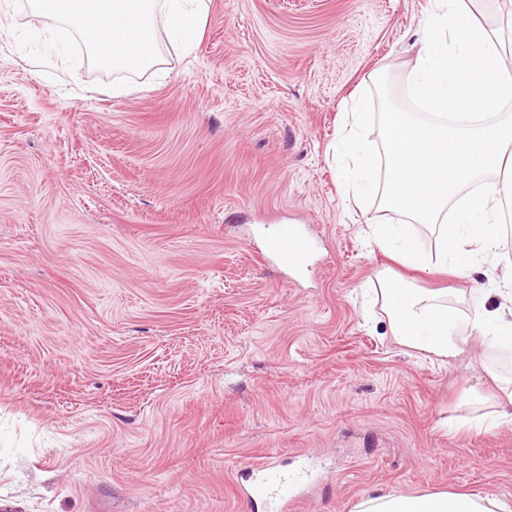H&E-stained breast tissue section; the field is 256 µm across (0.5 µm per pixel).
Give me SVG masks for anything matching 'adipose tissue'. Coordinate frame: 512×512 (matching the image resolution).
Listing matches in <instances>:
<instances>
[{"instance_id": "adipose-tissue-1", "label": "adipose tissue", "mask_w": 512, "mask_h": 512, "mask_svg": "<svg viewBox=\"0 0 512 512\" xmlns=\"http://www.w3.org/2000/svg\"><path fill=\"white\" fill-rule=\"evenodd\" d=\"M374 293L390 335L402 346L448 360L476 341L512 349V319L499 311L484 308L466 317L449 307L447 290L400 288L385 275L377 277ZM358 512H512V507L491 497L442 491L369 497Z\"/></svg>"}]
</instances>
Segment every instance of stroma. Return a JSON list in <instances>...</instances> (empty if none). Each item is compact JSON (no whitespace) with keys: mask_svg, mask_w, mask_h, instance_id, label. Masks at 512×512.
Here are the masks:
<instances>
[{"mask_svg":"<svg viewBox=\"0 0 512 512\" xmlns=\"http://www.w3.org/2000/svg\"><path fill=\"white\" fill-rule=\"evenodd\" d=\"M428 0H211L198 43L147 71L49 76L0 11V507L252 512L237 471L301 474L289 512L436 491L512 503V422L473 345H399L378 272L496 307L512 236L480 272L370 251L379 202L346 200L334 144L380 74L406 103ZM122 84L118 98L97 94ZM282 224L315 243L296 273ZM492 378L498 379L504 383L500 388V394L495 398L496 409L488 415H483L474 419V422H469L468 427L489 431L493 429L500 421L512 420V378L500 379L489 368L485 370Z\"/></svg>","mask_w":512,"mask_h":512,"instance_id":"35a3bbf8","label":"stroma"}]
</instances>
